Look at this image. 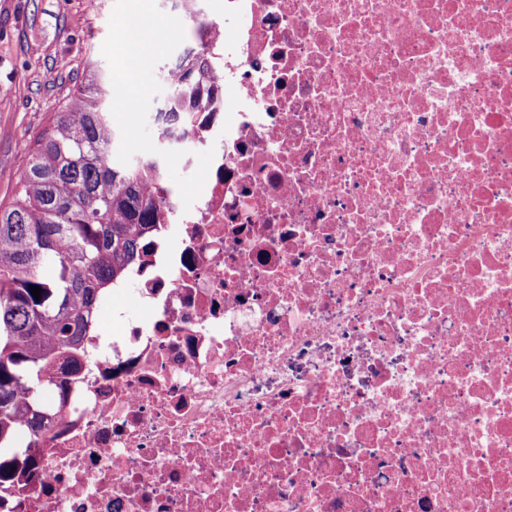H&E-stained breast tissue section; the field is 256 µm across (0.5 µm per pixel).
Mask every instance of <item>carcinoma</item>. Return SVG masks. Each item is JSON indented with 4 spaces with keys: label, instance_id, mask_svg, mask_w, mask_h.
Listing matches in <instances>:
<instances>
[{
    "label": "carcinoma",
    "instance_id": "carcinoma-1",
    "mask_svg": "<svg viewBox=\"0 0 512 512\" xmlns=\"http://www.w3.org/2000/svg\"><path fill=\"white\" fill-rule=\"evenodd\" d=\"M204 72L189 51L168 64L156 123L182 133L191 127L208 93ZM108 96L107 75L88 62L70 101L34 140L18 192L0 207V498L34 476L32 455L11 448L15 435L47 437L45 387L55 369L81 366L97 304L163 221L145 194L157 162L113 156L125 132L112 123ZM32 285L42 289L38 301Z\"/></svg>",
    "mask_w": 512,
    "mask_h": 512
}]
</instances>
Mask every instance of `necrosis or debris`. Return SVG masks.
I'll return each instance as SVG.
<instances>
[{
	"label": "necrosis or debris",
	"mask_w": 512,
	"mask_h": 512,
	"mask_svg": "<svg viewBox=\"0 0 512 512\" xmlns=\"http://www.w3.org/2000/svg\"><path fill=\"white\" fill-rule=\"evenodd\" d=\"M224 10L0 512H512V0Z\"/></svg>",
	"instance_id": "1"
}]
</instances>
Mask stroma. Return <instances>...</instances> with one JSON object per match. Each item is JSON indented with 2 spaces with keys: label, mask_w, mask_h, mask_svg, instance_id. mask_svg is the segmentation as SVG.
I'll use <instances>...</instances> for the list:
<instances>
[{
  "label": "stroma",
  "mask_w": 512,
  "mask_h": 512,
  "mask_svg": "<svg viewBox=\"0 0 512 512\" xmlns=\"http://www.w3.org/2000/svg\"><path fill=\"white\" fill-rule=\"evenodd\" d=\"M132 12L153 20L155 37L146 48L154 64L138 75L140 114L128 119L138 126V138L114 142L119 160L152 143L148 117L166 93L162 70L194 26L162 0H0V205L10 203L17 190L14 171L53 113L70 100L87 62L121 83L117 23Z\"/></svg>",
  "instance_id": "35a3bbf8"
}]
</instances>
